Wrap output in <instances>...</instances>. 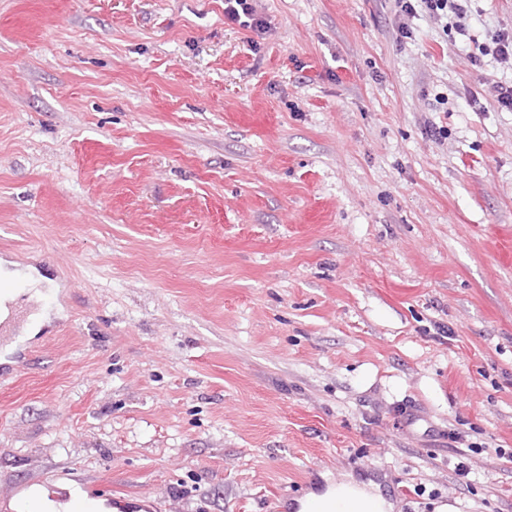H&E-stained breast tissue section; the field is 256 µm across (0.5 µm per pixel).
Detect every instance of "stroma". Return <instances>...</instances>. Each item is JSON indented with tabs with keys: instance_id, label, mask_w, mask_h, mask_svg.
<instances>
[{
	"instance_id": "35a3bbf8",
	"label": "stroma",
	"mask_w": 512,
	"mask_h": 512,
	"mask_svg": "<svg viewBox=\"0 0 512 512\" xmlns=\"http://www.w3.org/2000/svg\"><path fill=\"white\" fill-rule=\"evenodd\" d=\"M256 8L0 0V495L512 512V0ZM255 0H224V16L231 22H239L244 27L256 31L263 29V20L259 17ZM242 17L247 20L241 21ZM393 2L395 7L399 8V12L408 17H416L417 8L420 7V10L426 12L430 18L440 22L446 19L447 31L449 28H455L460 32L466 31L464 20L468 17L470 11L468 2L471 0H393ZM489 37V38H488ZM484 56L491 55L494 59L506 62L512 59V36L497 34L486 36V42L480 47ZM313 497H320L331 512H346L343 506L347 501L354 502L358 509H362L366 503H371L375 512L392 509V504L381 495L376 484L371 481L358 482L351 475L341 476L324 494Z\"/></svg>"
}]
</instances>
